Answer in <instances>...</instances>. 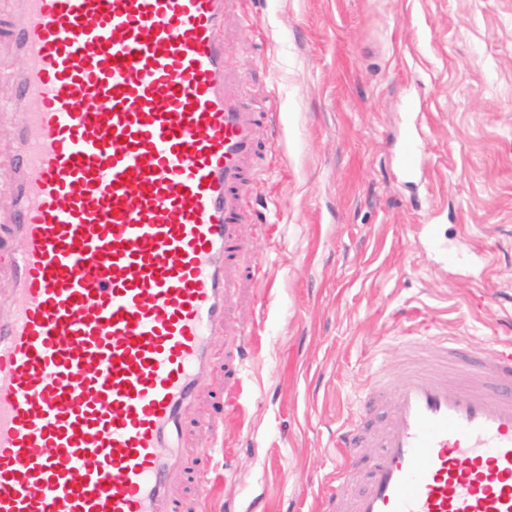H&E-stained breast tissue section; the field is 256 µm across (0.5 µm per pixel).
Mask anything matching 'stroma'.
Segmentation results:
<instances>
[{
	"mask_svg": "<svg viewBox=\"0 0 512 512\" xmlns=\"http://www.w3.org/2000/svg\"><path fill=\"white\" fill-rule=\"evenodd\" d=\"M24 24L0 0V225ZM224 43L246 111L279 115L241 226V268L267 299L237 300L258 356L237 382L216 363L187 414L188 462L223 436L211 512H322L356 488L336 475V435L375 367L398 371V315L476 345L512 336V0H227ZM410 114L424 164L409 182Z\"/></svg>",
	"mask_w": 512,
	"mask_h": 512,
	"instance_id": "obj_1",
	"label": "stroma"
}]
</instances>
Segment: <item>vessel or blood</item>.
<instances>
[{"instance_id": "b4317fda", "label": "vessel or blood", "mask_w": 512, "mask_h": 512, "mask_svg": "<svg viewBox=\"0 0 512 512\" xmlns=\"http://www.w3.org/2000/svg\"><path fill=\"white\" fill-rule=\"evenodd\" d=\"M25 109L0 268V512H186L178 436L214 362L247 337L240 283L248 164L274 112L224 70L225 0H20ZM338 434L374 444L367 482L329 512H512V339L406 336Z\"/></svg>"}]
</instances>
